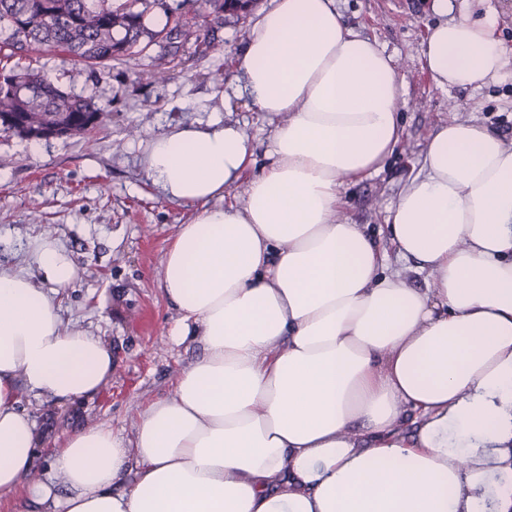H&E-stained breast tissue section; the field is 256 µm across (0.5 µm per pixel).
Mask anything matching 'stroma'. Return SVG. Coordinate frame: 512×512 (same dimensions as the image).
I'll list each match as a JSON object with an SVG mask.
<instances>
[{"mask_svg": "<svg viewBox=\"0 0 512 512\" xmlns=\"http://www.w3.org/2000/svg\"><path fill=\"white\" fill-rule=\"evenodd\" d=\"M336 8L347 27L393 57L402 83L397 151L381 171L342 190L343 216L387 250V211L418 173L439 124L471 120L512 142V75L480 89L437 87L420 62L421 42L438 22L432 0H336ZM252 23L249 15L227 19L207 55H183L162 81L148 75L154 47L95 69L56 58L29 62L63 89L95 97L108 113L84 136L27 140L0 131V267H27L29 241L56 240L77 270L59 293L63 324L98 337L114 357L110 382L88 402L21 394V409L36 423L33 470L45 483L61 486L51 461L72 431L106 423L133 438L142 408L172 396L182 370L202 354L197 342H172L180 313L158 286L164 255L194 211L164 199L147 177L144 154L152 137L218 119L250 137L249 174L264 169L273 124L250 106L234 70ZM219 68L220 86L213 79Z\"/></svg>", "mask_w": 512, "mask_h": 512, "instance_id": "stroma-1", "label": "stroma"}]
</instances>
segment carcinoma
<instances>
[{"label":"carcinoma","instance_id":"carcinoma-1","mask_svg":"<svg viewBox=\"0 0 512 512\" xmlns=\"http://www.w3.org/2000/svg\"><path fill=\"white\" fill-rule=\"evenodd\" d=\"M165 8L164 0H0V57H57L89 68L125 62L154 43L175 62L183 42L195 37V50L211 48L210 32L237 12L228 0H181L172 23L148 28L145 16ZM0 128L21 138L26 126L11 119L22 113L44 124L69 125L81 134L87 124L103 122L105 110L92 96L67 92L47 73L19 64L2 67Z\"/></svg>","mask_w":512,"mask_h":512}]
</instances>
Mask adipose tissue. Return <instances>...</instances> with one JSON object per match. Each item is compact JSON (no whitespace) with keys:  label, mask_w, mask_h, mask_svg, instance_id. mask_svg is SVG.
<instances>
[{"label":"adipose tissue","mask_w":512,"mask_h":512,"mask_svg":"<svg viewBox=\"0 0 512 512\" xmlns=\"http://www.w3.org/2000/svg\"><path fill=\"white\" fill-rule=\"evenodd\" d=\"M423 40L438 87L481 88L512 52L497 16H448ZM250 104L275 119L269 163L237 126L149 140L148 177L194 207L159 286L181 313L172 338L203 356L133 438L73 431L52 467L63 512H512V143L472 121L440 125L385 225L431 278L409 287L385 250L341 216L346 182L378 172L401 140V81L335 0H273L236 58ZM246 180L243 199L226 190ZM42 273L0 269V499L25 490L35 426L26 390L97 395L110 348L64 326L56 298L76 268L54 239Z\"/></svg>","instance_id":"1"}]
</instances>
